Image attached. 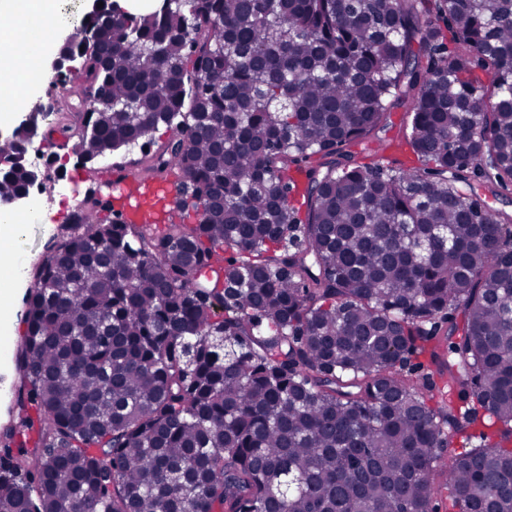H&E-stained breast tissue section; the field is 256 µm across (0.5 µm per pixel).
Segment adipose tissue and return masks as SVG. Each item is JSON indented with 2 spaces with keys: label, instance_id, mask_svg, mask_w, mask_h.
I'll return each instance as SVG.
<instances>
[{
  "label": "adipose tissue",
  "instance_id": "adipose-tissue-1",
  "mask_svg": "<svg viewBox=\"0 0 512 512\" xmlns=\"http://www.w3.org/2000/svg\"><path fill=\"white\" fill-rule=\"evenodd\" d=\"M0 15L13 20L11 26L0 28V116L6 118L23 108L16 87L26 79L32 58L49 46L42 32L44 22L73 29L83 13L63 12L61 0H0Z\"/></svg>",
  "mask_w": 512,
  "mask_h": 512
}]
</instances>
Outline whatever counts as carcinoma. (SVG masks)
Masks as SVG:
<instances>
[{"label":"carcinoma","instance_id":"carcinoma-1","mask_svg":"<svg viewBox=\"0 0 512 512\" xmlns=\"http://www.w3.org/2000/svg\"><path fill=\"white\" fill-rule=\"evenodd\" d=\"M85 29L74 152L171 136L141 223L90 191L35 271L0 512H433L445 454L452 508L512 512V0H104Z\"/></svg>","mask_w":512,"mask_h":512}]
</instances>
